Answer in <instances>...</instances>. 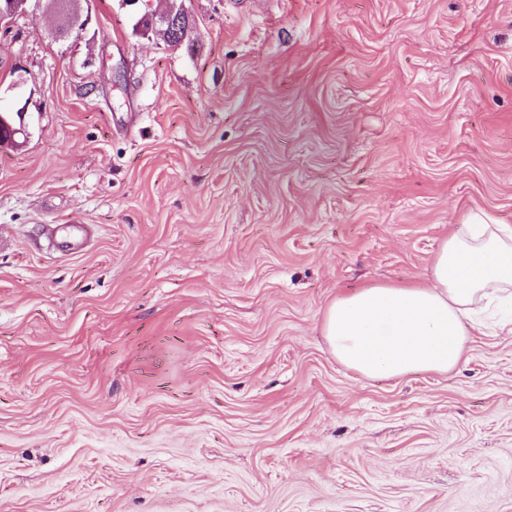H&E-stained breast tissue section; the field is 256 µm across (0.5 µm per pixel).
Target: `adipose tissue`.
Listing matches in <instances>:
<instances>
[{
	"instance_id": "1",
	"label": "adipose tissue",
	"mask_w": 512,
	"mask_h": 512,
	"mask_svg": "<svg viewBox=\"0 0 512 512\" xmlns=\"http://www.w3.org/2000/svg\"><path fill=\"white\" fill-rule=\"evenodd\" d=\"M505 297L512 298V226L475 212L442 242L431 282L337 298L324 334L337 360L365 377L445 372L463 358L469 315Z\"/></svg>"
}]
</instances>
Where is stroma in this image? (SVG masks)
I'll use <instances>...</instances> for the list:
<instances>
[{
  "label": "stroma",
  "mask_w": 512,
  "mask_h": 512,
  "mask_svg": "<svg viewBox=\"0 0 512 512\" xmlns=\"http://www.w3.org/2000/svg\"><path fill=\"white\" fill-rule=\"evenodd\" d=\"M174 3L0 26V512H512L511 332L373 379L322 333L512 225V0Z\"/></svg>",
  "instance_id": "1"
}]
</instances>
